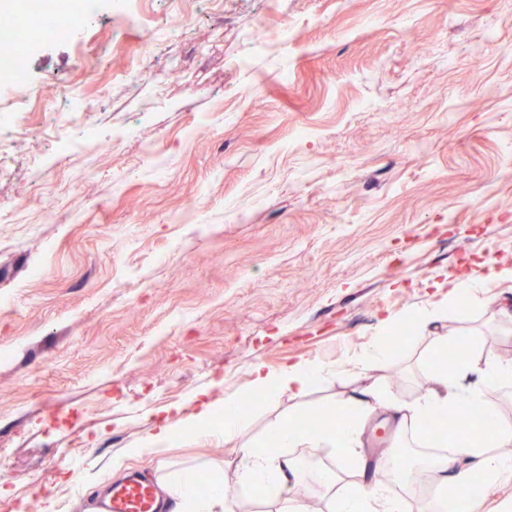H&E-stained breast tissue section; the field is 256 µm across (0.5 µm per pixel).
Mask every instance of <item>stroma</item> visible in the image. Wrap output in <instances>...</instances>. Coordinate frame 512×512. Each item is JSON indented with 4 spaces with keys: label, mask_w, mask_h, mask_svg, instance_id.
<instances>
[{
    "label": "stroma",
    "mask_w": 512,
    "mask_h": 512,
    "mask_svg": "<svg viewBox=\"0 0 512 512\" xmlns=\"http://www.w3.org/2000/svg\"><path fill=\"white\" fill-rule=\"evenodd\" d=\"M60 39L0 81V512H88L79 472L196 392L249 393L252 370H334L301 400L266 394L243 439L179 436L130 459L155 485L223 480L235 512H278L238 483L242 442L369 387L417 403L426 332L512 361L497 313L512 280V0H88ZM143 65L162 86L127 80ZM488 278L477 310L456 276ZM384 344L385 363L362 352ZM374 415L357 456L322 449L340 487L376 478L398 435ZM67 464H59V456ZM485 280L486 277H467L449 282L451 290L448 291V304L460 312L481 305V288H484ZM405 320H408L411 325L415 324L418 328L425 327L431 331L430 326H433L439 320V315L435 311H425L394 317L388 321L387 330L393 333L398 330Z\"/></svg>",
    "instance_id": "stroma-1"
}]
</instances>
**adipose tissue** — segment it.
Listing matches in <instances>:
<instances>
[{"label": "adipose tissue", "instance_id": "adipose-tissue-1", "mask_svg": "<svg viewBox=\"0 0 512 512\" xmlns=\"http://www.w3.org/2000/svg\"><path fill=\"white\" fill-rule=\"evenodd\" d=\"M452 336L438 335L433 339L434 356L428 362V389L417 403V411H442L451 407L474 404L481 406L484 414L486 436L482 442L456 441L450 453L422 459L423 467L438 474L442 483L453 490H461L473 475H480L486 485L496 484L504 477H512V465L498 454L499 449L512 447V419L507 418L492 400L494 392L505 383H512V363L499 362L482 355H469L458 360L456 370L471 369L479 372L476 385L465 387L455 379L456 371H449L443 355L455 344ZM330 378L326 368L317 363L300 362L269 372L255 368L252 372V392L285 390L295 397H305L310 389ZM195 410L182 414L178 425L166 422L154 424L148 434L133 447L124 449L112 458L111 476H119L128 459L164 451L174 440L176 430L183 429L196 435H214L216 426H223L224 436L233 439L244 434L250 423L251 413L240 393H227L213 398L200 395ZM390 413L400 429H407L412 421L406 407L379 399L376 392L366 390L359 396L336 402L334 413L336 427L316 436L301 433L296 422L275 423L267 438L240 447L241 466L239 481L242 487L275 485L290 487L294 494L286 501L287 512H307L306 489L302 484L297 462L285 456L288 448L353 449L359 435L376 411ZM317 478L325 489L335 490L336 512H404L401 499L389 496L382 483L373 481L357 488L336 491L332 470H320ZM172 512H231V500L222 484H214L207 495H199L193 476H184L171 494Z\"/></svg>", "mask_w": 512, "mask_h": 512}]
</instances>
